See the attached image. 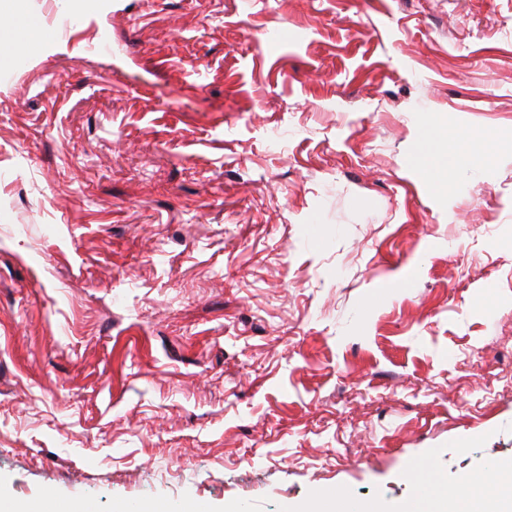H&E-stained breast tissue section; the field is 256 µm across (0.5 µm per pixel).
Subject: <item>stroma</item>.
Returning a JSON list of instances; mask_svg holds the SVG:
<instances>
[{
  "label": "stroma",
  "mask_w": 512,
  "mask_h": 512,
  "mask_svg": "<svg viewBox=\"0 0 512 512\" xmlns=\"http://www.w3.org/2000/svg\"><path fill=\"white\" fill-rule=\"evenodd\" d=\"M6 17L1 499L395 512L512 466V0Z\"/></svg>",
  "instance_id": "stroma-1"
}]
</instances>
